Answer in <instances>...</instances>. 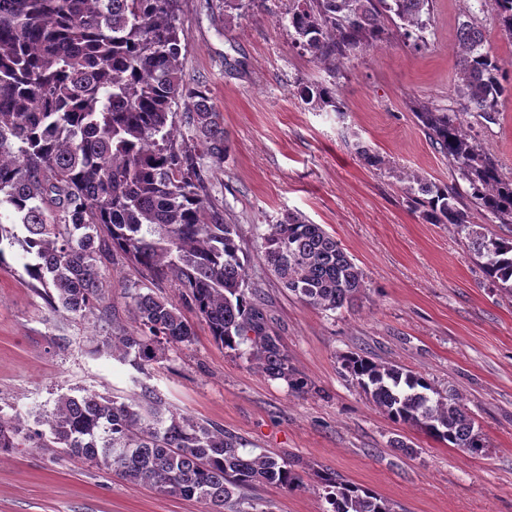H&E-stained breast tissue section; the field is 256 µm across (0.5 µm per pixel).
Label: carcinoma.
I'll return each mask as SVG.
<instances>
[{
  "instance_id": "carcinoma-1",
  "label": "carcinoma",
  "mask_w": 512,
  "mask_h": 512,
  "mask_svg": "<svg viewBox=\"0 0 512 512\" xmlns=\"http://www.w3.org/2000/svg\"><path fill=\"white\" fill-rule=\"evenodd\" d=\"M512 38V0H478ZM295 41L316 60L337 67L381 40L385 22L401 21L404 36L425 28L432 0H289ZM178 0H0V265L7 240L28 254V276L52 306L73 318L105 322L111 330L95 352L147 374L166 351L191 344L194 327L180 307L152 292L128 291L133 324H121L103 286L99 262L115 252L156 278H170L215 344L249 346L248 360L288 390L308 381L288 359L270 328L261 291L247 282L238 225L200 194L205 175L193 153L200 147L217 164L228 140L207 92L187 93L181 68ZM478 16L458 25L454 54L459 109L417 104L414 112L450 164L468 182L471 205L457 185L411 176L428 196V224L466 232L485 279L512 291V240L488 235L473 221L512 224V180L472 137L463 116L494 122L499 99L512 94L502 65L484 49ZM190 97L188 123L196 144L176 145L178 105ZM306 102L343 109L336 86L304 87ZM259 251L296 298L318 310L350 307L364 290V274L320 224L286 213L262 238ZM366 399L390 421L477 454L485 448L463 399L442 394L423 374L364 353L342 358ZM129 401L95 392L63 395L34 426L0 407V455L37 448L77 458L133 485L195 499L207 512H235L257 485L292 490L300 476L286 460L245 453L224 428L173 411L161 393L137 378ZM325 512H396L375 492L326 471Z\"/></svg>"
}]
</instances>
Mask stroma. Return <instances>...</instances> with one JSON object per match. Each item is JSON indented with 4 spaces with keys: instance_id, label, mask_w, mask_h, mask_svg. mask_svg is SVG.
Segmentation results:
<instances>
[{
    "instance_id": "obj_1",
    "label": "stroma",
    "mask_w": 512,
    "mask_h": 512,
    "mask_svg": "<svg viewBox=\"0 0 512 512\" xmlns=\"http://www.w3.org/2000/svg\"><path fill=\"white\" fill-rule=\"evenodd\" d=\"M467 0H433L423 43L388 24L376 46L331 72L295 41L288 0L242 9L225 0H180V57L189 89H208L224 117L223 164L198 154L205 195L239 229L248 278L260 288L271 329L308 380L289 392L246 358L217 346L192 310L196 336L168 351L146 383L177 412L220 425L247 451L293 464L301 487H257L259 512H325L318 475L329 470L375 491L401 512H512V291L489 285L464 232L425 223L400 176L415 172L467 190L409 107L455 108L452 48ZM336 85L343 113L305 103L307 85ZM472 134L512 180V96L497 122L475 113ZM377 152L369 166L356 145ZM289 212L322 225L365 275L348 308L324 312L283 288L257 246ZM0 266V407L29 414L63 394L129 397L135 370L91 352L106 327L68 317L25 270L20 245ZM117 318L128 285L173 303L172 280H155L122 256L103 261ZM66 339V348L56 346ZM363 351L456 390L485 448L470 454L392 423L367 401L341 358ZM204 504L135 486L37 449L0 456V512H204Z\"/></svg>"
}]
</instances>
